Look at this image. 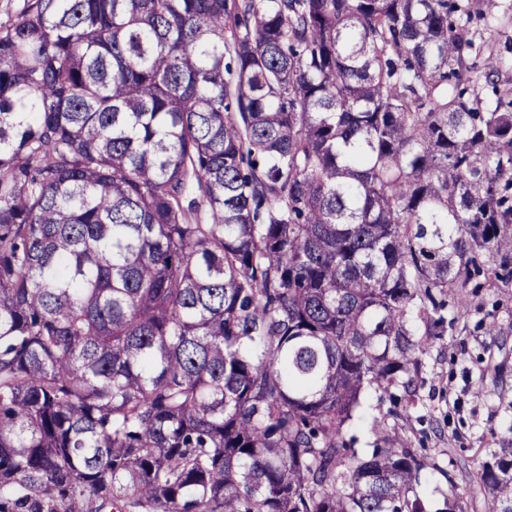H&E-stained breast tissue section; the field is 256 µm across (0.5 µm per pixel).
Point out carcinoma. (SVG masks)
<instances>
[{"label":"carcinoma","instance_id":"obj_1","mask_svg":"<svg viewBox=\"0 0 512 512\" xmlns=\"http://www.w3.org/2000/svg\"><path fill=\"white\" fill-rule=\"evenodd\" d=\"M498 8L27 0L0 26V512H425L435 460L389 418L448 289L512 252ZM367 387L391 407L363 456ZM476 479L512 512L511 435ZM389 407L388 402L382 403L379 393L374 388H367L361 397V407L347 428V437L354 439V448L360 453L370 454L374 436L369 430V423Z\"/></svg>","mask_w":512,"mask_h":512}]
</instances>
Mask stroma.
<instances>
[{
  "label": "stroma",
  "instance_id": "1",
  "mask_svg": "<svg viewBox=\"0 0 512 512\" xmlns=\"http://www.w3.org/2000/svg\"><path fill=\"white\" fill-rule=\"evenodd\" d=\"M483 268H495L500 279L476 276L470 289L468 313L452 318L446 335L432 337L422 355L424 384L419 398L395 428L406 446L424 448L437 467L421 478L417 493L426 512H443L449 483L464 491L463 512H488L473 475L493 438L512 429V254L481 258ZM496 333H489V325ZM387 406L374 388H367L361 406L347 428L355 448L371 453L370 422Z\"/></svg>",
  "mask_w": 512,
  "mask_h": 512
}]
</instances>
